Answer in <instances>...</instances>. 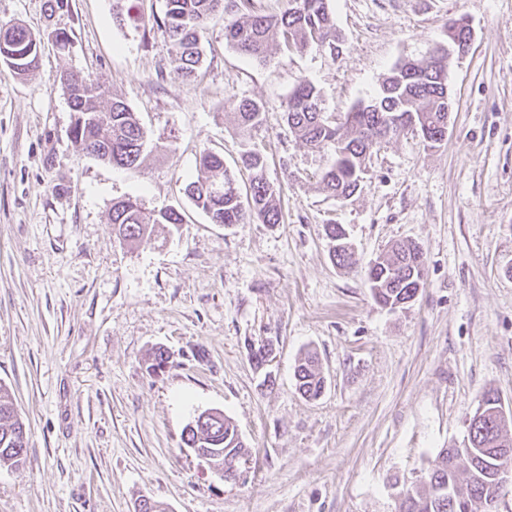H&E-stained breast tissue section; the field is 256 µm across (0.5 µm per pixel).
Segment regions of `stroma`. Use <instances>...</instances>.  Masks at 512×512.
Instances as JSON below:
<instances>
[{
  "mask_svg": "<svg viewBox=\"0 0 512 512\" xmlns=\"http://www.w3.org/2000/svg\"><path fill=\"white\" fill-rule=\"evenodd\" d=\"M166 0H136L118 24L114 0H0V25L45 34L39 68L0 64V383L28 432L23 468H0V512H399L401 484L460 443L480 396L512 410V0H330L339 52L271 50L259 63L224 40L250 5L224 0L206 24L194 80L172 72L159 21ZM467 17L470 51L453 61L448 136L389 140L343 201L318 188L330 162L288 131L299 79L325 112L374 98L389 71L448 41ZM68 32L58 53L47 37ZM84 71L121 96L146 128L139 168L76 150L73 114L54 78ZM231 98L265 105L239 132ZM262 153L280 190L282 223H211L186 196L202 151L238 161ZM179 210L183 224L130 246L113 201ZM344 225L362 266L397 241L418 243L425 282L396 310L378 305L364 273L330 258L326 223ZM272 343L263 367L250 345ZM167 368L150 372L155 348ZM315 351L326 388L295 387ZM224 410L250 449L242 477L222 479L181 445L200 411Z\"/></svg>",
  "mask_w": 512,
  "mask_h": 512,
  "instance_id": "obj_1",
  "label": "stroma"
}]
</instances>
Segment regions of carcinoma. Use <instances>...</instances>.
Returning <instances> with one entry per match:
<instances>
[{"instance_id": "cac0c4a2", "label": "carcinoma", "mask_w": 512, "mask_h": 512, "mask_svg": "<svg viewBox=\"0 0 512 512\" xmlns=\"http://www.w3.org/2000/svg\"><path fill=\"white\" fill-rule=\"evenodd\" d=\"M290 7L279 15L260 9L231 20L224 26V39L232 48L258 62H265L272 48L301 51L310 44L338 48L339 37L329 9L330 0H289ZM224 9V0H166L160 22L171 42L174 73L183 80L194 77L202 59L201 38L206 20ZM42 36L22 25L0 27V59L10 55L9 65L16 75H26L39 67ZM74 122L72 140L81 152L104 164L126 169L139 167L148 145V135L136 113L120 97L94 82L90 75L62 69L56 76ZM448 83V60L433 54L396 65L381 85L375 104L356 107L343 123L324 112L321 95L308 79L298 81L290 94L286 122L295 139L319 152L332 155L321 172L319 188L348 200L359 190L366 160L387 138L401 134L389 125V116L416 119L427 130L430 146L437 145L442 121L448 112L443 106L444 84ZM233 121L246 132L261 122L263 104L249 98L228 100ZM242 166L251 173L249 191L241 196L224 156L211 151L200 155L203 176L186 186L195 206L214 224H246L257 219L264 224L282 220L279 190L265 176L264 157L246 150ZM113 230L122 240L137 243L150 237L160 224L183 223L172 207L146 211L130 198L112 202ZM334 263L343 269L357 268L346 229L341 224L324 225ZM426 258L414 242H398L368 266L366 275L373 299L381 306L396 309L411 299L424 284ZM300 394L314 400L325 389L318 359L307 353L295 368ZM481 414L469 419L460 445L441 449L426 474V480L400 493V512H488L489 503L499 501L505 478L500 476L502 458L511 452L512 431L499 416L501 399L484 392L477 403ZM207 427L186 425L182 442L199 448L209 461L227 470L246 460L249 450L231 419L219 409H208ZM28 436L18 416L11 393L0 383V467L18 468L26 462Z\"/></svg>"}]
</instances>
